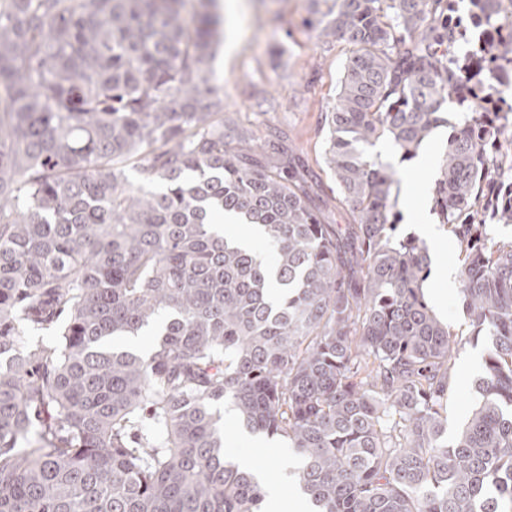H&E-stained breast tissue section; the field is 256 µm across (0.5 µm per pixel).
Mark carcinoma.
I'll use <instances>...</instances> for the list:
<instances>
[{
	"instance_id": "carcinoma-1",
	"label": "carcinoma",
	"mask_w": 512,
	"mask_h": 512,
	"mask_svg": "<svg viewBox=\"0 0 512 512\" xmlns=\"http://www.w3.org/2000/svg\"><path fill=\"white\" fill-rule=\"evenodd\" d=\"M502 3L472 0L464 65L454 0H312L304 24L353 46L324 115L353 223L328 224L277 134L224 114L215 0H0V512H260L224 456L227 399L301 458L315 512H512V236L488 232L512 224V155L485 82L512 58L487 29ZM450 101L433 211L491 341L451 441L456 344L369 152L412 157ZM153 327L144 354L110 346ZM225 225H219L224 236L236 240L244 245L251 246L258 238L257 232L248 225L236 224L233 219L225 218Z\"/></svg>"
}]
</instances>
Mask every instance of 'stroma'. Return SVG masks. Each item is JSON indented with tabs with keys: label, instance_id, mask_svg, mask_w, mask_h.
<instances>
[{
	"label": "stroma",
	"instance_id": "35a3bbf8",
	"mask_svg": "<svg viewBox=\"0 0 512 512\" xmlns=\"http://www.w3.org/2000/svg\"><path fill=\"white\" fill-rule=\"evenodd\" d=\"M223 37L213 63L212 82L224 90V103L238 126L274 129L280 136L282 159L301 164L316 204L329 223L348 224L352 215L338 201L336 185L325 163L324 112L335 102L344 64L352 46L346 40L324 42L316 29L305 25L311 0H222ZM452 126L436 129L409 160L395 149L383 161L395 170L399 181L414 178L422 218L436 225L437 233L426 239L432 271L425 283L432 292L447 293L436 311L458 344L455 376L448 398V432L456 434L477 401V383L485 371L490 347L486 337L473 333L459 290L448 287L443 270L459 267L458 246L446 226L432 211V189L440 176V160ZM224 455L228 460L251 457L255 466L270 460L298 466L299 460L286 445L270 441L258 447L252 435L239 430L237 419L224 422Z\"/></svg>",
	"mask_w": 512,
	"mask_h": 512
}]
</instances>
